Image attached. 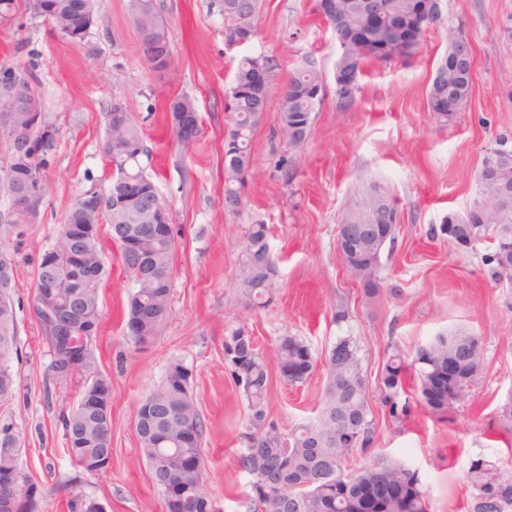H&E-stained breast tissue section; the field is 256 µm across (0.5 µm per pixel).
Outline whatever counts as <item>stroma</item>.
I'll return each mask as SVG.
<instances>
[{"instance_id": "35a3bbf8", "label": "stroma", "mask_w": 512, "mask_h": 512, "mask_svg": "<svg viewBox=\"0 0 512 512\" xmlns=\"http://www.w3.org/2000/svg\"><path fill=\"white\" fill-rule=\"evenodd\" d=\"M129 0H95V23L84 41L71 43L32 18L28 0H14L15 20L0 21V64L34 65L37 91L57 127L48 169L51 192L36 223L8 237L16 288L20 385L0 407V427L26 435L18 466L43 494L42 512H69L66 503L91 497L107 512H166L139 453L135 431L141 398L168 366L188 368L191 391L206 432L203 454L212 512H253L252 478L244 470V436L251 429L242 387L224 364V338L244 328L266 361L284 336L302 338L324 358L341 336L354 337L369 377H376L391 347L407 353L442 332L469 330L484 354L482 375L466 403L447 419L418 402L406 374L408 414L391 420L378 395L370 397L376 441L360 466L386 458L415 471L430 512H467L466 474L472 460L507 453L496 430L498 405L512 397V291L495 282L485 241L463 250L447 237H430L448 213L468 209L485 151L512 136V42L501 25L512 0H443L442 18L426 32L415 55L390 64L368 61L354 104L338 109L334 70L339 50L318 0H256L253 36L228 45L220 0H156L178 68L159 77L142 64V38ZM461 29L473 51V92L452 123L439 122L427 104L435 68L446 49V26ZM275 57L269 107L251 139V168L237 187L240 204L224 203V135L232 127L226 94L240 58ZM315 60L326 85L310 135L291 152L278 133V107L295 68ZM195 100L203 132L177 144L164 121L171 100ZM122 101L155 155L156 183L172 214L177 253L169 311L150 342L124 339V308L132 284L112 241L105 260L112 271L101 287V328L93 340L99 370L112 383V464L101 475L76 468L61 424L76 406L78 383L49 387L51 355L30 306L41 255L54 244L72 202L105 191L111 171L102 153L106 114ZM378 186L398 208L393 248L381 257L379 296L367 297L344 269L336 248L346 198ZM271 229L278 258L273 299L261 304L241 281L244 235L250 225ZM324 381L316 368L305 383L289 385L269 371L266 425L284 432L316 414ZM52 402H45V390Z\"/></svg>"}]
</instances>
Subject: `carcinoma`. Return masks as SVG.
I'll list each match as a JSON object with an SVG mask.
<instances>
[{"label":"carcinoma","instance_id":"1","mask_svg":"<svg viewBox=\"0 0 512 512\" xmlns=\"http://www.w3.org/2000/svg\"><path fill=\"white\" fill-rule=\"evenodd\" d=\"M373 9L381 13L384 23L366 30L367 50L363 51L358 48L354 33L365 30L366 13ZM129 10L142 41L169 40L167 26L154 0H129ZM222 12L224 19L230 22L226 34L228 42L233 44L242 28H252L255 0H237V7L224 8ZM420 19L425 20L429 28L439 22L440 0H337L336 15L328 18L341 49L336 65L360 72L369 59L388 63L413 55L415 50L405 45L402 29ZM445 35L448 50L435 69L428 105L439 120L448 123L472 94L473 57L469 42L460 30L448 26ZM263 62L272 71L277 68L273 59H241L232 87L249 85L252 68ZM319 86H324V79L313 60L305 61L288 80L279 104L278 130L290 150H301L311 132L313 121L309 117L313 116L323 96L309 94L308 88ZM228 97L233 112V127L228 138L238 142V147L224 154L225 202L232 209L238 204L234 185L242 183L250 171L251 135L267 109L269 95L251 94L239 98L230 93ZM130 144H144V133L131 113H126L124 122L117 123L112 119V112H107L103 152L112 172L107 191L99 194L100 211L86 212L81 199L75 200L49 249L57 264L49 272L44 265H38L35 289L43 288L46 278L54 279L60 291L71 294L76 308L91 312L95 323H100V286L109 275L103 249V235L107 234L117 245L122 267L135 284V292L127 305V320L141 314L144 317L142 334L152 337L168 313L176 242L172 229L158 236L150 233L151 226L157 222L152 204L163 203L165 199L147 173L151 165L150 150L145 148L139 155L119 154L118 147ZM18 151V144L10 142L8 160L0 167V180L7 178L14 188H32L40 198H45L50 191L48 179L39 176L31 182L29 178L35 168H48L51 159L44 158L33 165ZM130 178L140 180L150 189L152 202L137 200L116 209L112 204V190ZM497 195V185L477 183L472 205L461 215L449 214L443 224L431 229V233L444 236L448 234V225L458 224L475 245L491 238L494 250L486 259L491 277L498 283L512 285V209L503 208ZM354 214L376 224L388 217L377 208V197L367 191L347 198L341 220L346 221ZM70 224L85 226L82 239L70 238L66 231ZM131 227L144 233L142 250L154 267L150 277L141 274L137 257L129 254L125 244L124 231ZM269 233L267 225L253 224L243 245V282L260 298H267L274 292L265 285V275L256 274L257 263L262 260L276 268ZM359 250L366 260L360 266L348 268V273L354 279H378L380 261L376 259L375 248L365 240ZM74 251L82 252L96 266L92 275L80 283L73 281L72 273L62 272ZM17 335L13 301L0 298V406L13 399L18 386L19 374L13 367V360L18 357ZM331 350L344 354V358L326 357V384L315 418L284 434L265 430L261 425L269 375L253 337L241 328L224 337V362L232 369L237 385L243 388L255 428L248 436L242 464L253 476L256 509L262 512H363L366 501L375 499L379 512H429L415 472L384 459L358 469L349 467L354 454L367 453L375 441L374 422L369 418L370 380L353 337L337 338ZM302 357L310 360L311 367H316L317 359L311 348L298 336L283 337L275 348L278 370L290 384L305 381L303 377H288V368ZM450 359L456 365L457 379L443 393L434 396L429 389L432 376L447 367ZM409 368L417 374V392L423 407L443 419L467 401L469 386L484 370V356L477 337L461 329L437 336L431 344L417 349L412 357L398 347L393 348L375 384L381 403L393 419L407 412V404L400 402L399 397L405 392L404 375ZM48 370L49 379L61 384L77 377L81 381V393L98 391L102 405L111 403L112 384L100 373L93 350L86 349L79 364L69 370L57 366L55 361L50 362ZM141 405L149 408V413L137 415L140 452L148 465L152 483L165 496L166 512H208L211 501L205 488L204 471L181 473L174 462L181 453L202 454L201 446L178 442L186 427L194 430L200 439L205 431L190 392L189 370L180 362L170 364L160 384L145 395ZM61 421L72 463L91 473L85 460L112 448V419L105 418L99 410L77 405L62 414ZM496 424L498 431L512 436L511 398L499 405ZM163 438L169 442L159 443ZM22 441L21 433L9 428L0 430V471L18 467ZM467 482L473 500L472 512H512V456L498 461L484 458L472 461ZM390 486L397 487V491L386 493Z\"/></svg>","mask_w":512,"mask_h":512}]
</instances>
